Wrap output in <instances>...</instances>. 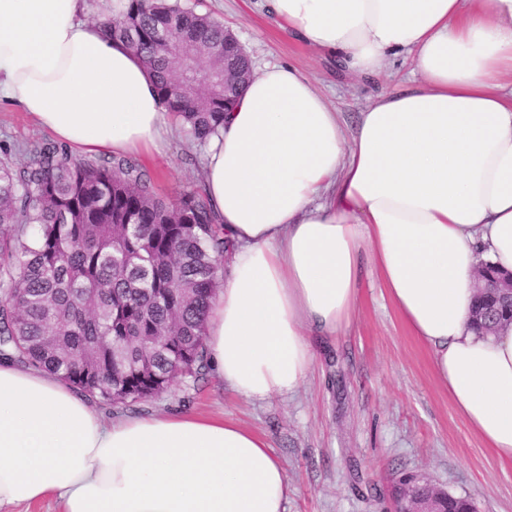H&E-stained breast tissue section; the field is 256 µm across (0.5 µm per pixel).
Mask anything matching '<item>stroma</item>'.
<instances>
[{
	"label": "stroma",
	"mask_w": 512,
	"mask_h": 512,
	"mask_svg": "<svg viewBox=\"0 0 512 512\" xmlns=\"http://www.w3.org/2000/svg\"><path fill=\"white\" fill-rule=\"evenodd\" d=\"M224 23L250 57L299 69L341 112L347 127L376 96L412 85L410 60L391 58L372 79L335 58L289 39L260 0H181ZM17 104L0 100V144L26 161V146L51 140ZM202 148L174 128L162 152L141 163L161 198L203 187ZM108 420L192 412L221 416L260 433L288 474L286 512H391L392 490L419 473L477 512H512V461L500 460L470 429L435 377L432 353L412 336L374 271H366L348 327L320 346L305 384L264 400L237 394L207 371L180 379L161 397L129 410L98 404Z\"/></svg>",
	"instance_id": "35a3bbf8"
}]
</instances>
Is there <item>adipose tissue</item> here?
<instances>
[{"label":"adipose tissue","instance_id":"1","mask_svg":"<svg viewBox=\"0 0 512 512\" xmlns=\"http://www.w3.org/2000/svg\"><path fill=\"white\" fill-rule=\"evenodd\" d=\"M289 37L366 77L410 58L353 137L293 66L266 65L204 148L232 261L206 321L211 369L254 399L293 394L377 272L486 448L512 460V325L470 324L480 261L512 271V0H264ZM85 0H0V97L79 154L171 133L154 78L82 19ZM266 440L221 417L105 420L71 385L0 360V506L285 512Z\"/></svg>","mask_w":512,"mask_h":512}]
</instances>
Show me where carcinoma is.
I'll use <instances>...</instances> for the list:
<instances>
[{
  "label": "carcinoma",
  "mask_w": 512,
  "mask_h": 512,
  "mask_svg": "<svg viewBox=\"0 0 512 512\" xmlns=\"http://www.w3.org/2000/svg\"><path fill=\"white\" fill-rule=\"evenodd\" d=\"M152 72L200 146L224 112V24L178 0L99 21ZM228 252L205 194L157 196L139 161L45 141L0 151V356L124 408L208 370L203 331Z\"/></svg>",
  "instance_id": "1"
}]
</instances>
